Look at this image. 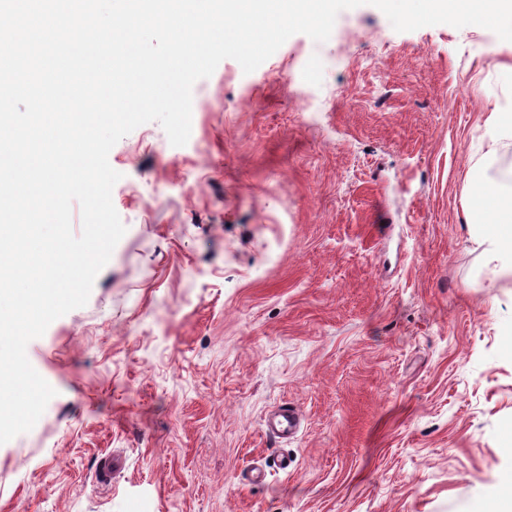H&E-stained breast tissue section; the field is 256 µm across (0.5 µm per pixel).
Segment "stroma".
I'll return each instance as SVG.
<instances>
[{
	"label": "stroma",
	"instance_id": "35a3bbf8",
	"mask_svg": "<svg viewBox=\"0 0 512 512\" xmlns=\"http://www.w3.org/2000/svg\"><path fill=\"white\" fill-rule=\"evenodd\" d=\"M510 66L488 29L398 32L364 4L251 73L223 60L186 145L155 121L116 143L126 233L27 346L56 395L0 445V512H490L512 288L464 205ZM284 401L305 419L278 442ZM301 420L300 411L296 407L284 403L269 413L265 421V428L275 438L288 440L298 433Z\"/></svg>",
	"mask_w": 512,
	"mask_h": 512
}]
</instances>
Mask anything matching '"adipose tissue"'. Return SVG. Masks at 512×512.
I'll return each mask as SVG.
<instances>
[{
	"instance_id": "obj_1",
	"label": "adipose tissue",
	"mask_w": 512,
	"mask_h": 512,
	"mask_svg": "<svg viewBox=\"0 0 512 512\" xmlns=\"http://www.w3.org/2000/svg\"><path fill=\"white\" fill-rule=\"evenodd\" d=\"M485 126L488 130L486 152L482 164L472 169L473 188L465 213L468 223L476 225L475 241L482 249L484 266L492 281L512 280V264L504 255L512 251V184L485 179V164L495 161L503 141L512 140V113L489 112Z\"/></svg>"
}]
</instances>
